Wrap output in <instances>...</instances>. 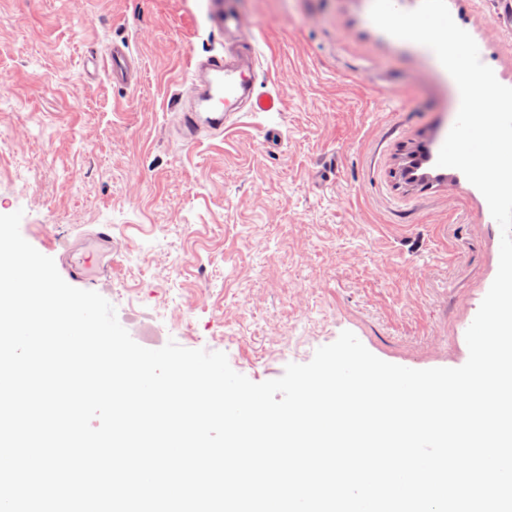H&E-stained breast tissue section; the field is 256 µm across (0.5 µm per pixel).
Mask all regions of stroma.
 Returning <instances> with one entry per match:
<instances>
[{
    "label": "stroma",
    "instance_id": "stroma-1",
    "mask_svg": "<svg viewBox=\"0 0 512 512\" xmlns=\"http://www.w3.org/2000/svg\"><path fill=\"white\" fill-rule=\"evenodd\" d=\"M259 92L222 136L179 139L192 56L219 45L211 0H0V214L63 267L109 225L101 294L139 345L225 353L255 383L351 331L376 357L445 367L499 267L482 193L437 166L458 107L424 45L372 0H235ZM495 74L512 35L494 0H447ZM129 41L138 79L86 70Z\"/></svg>",
    "mask_w": 512,
    "mask_h": 512
}]
</instances>
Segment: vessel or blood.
I'll return each instance as SVG.
<instances>
[{
	"mask_svg": "<svg viewBox=\"0 0 512 512\" xmlns=\"http://www.w3.org/2000/svg\"><path fill=\"white\" fill-rule=\"evenodd\" d=\"M213 27L224 35L226 43L203 58L191 59L188 79L195 91L192 102L183 105L180 135L184 143H193L201 131L223 133L227 119L236 112H274L279 101L274 96L255 93L258 53L255 44L245 50H229L227 43L243 30V19L234 0H222L213 19ZM133 52L128 42L113 41L104 58L89 59L93 69L104 70L113 84L129 85L133 74ZM109 239L108 230H101L96 244L72 255L68 268L71 279L90 285L107 278L109 271L99 258V246Z\"/></svg>",
	"mask_w": 512,
	"mask_h": 512,
	"instance_id": "b4317fda",
	"label": "vessel or blood"
}]
</instances>
